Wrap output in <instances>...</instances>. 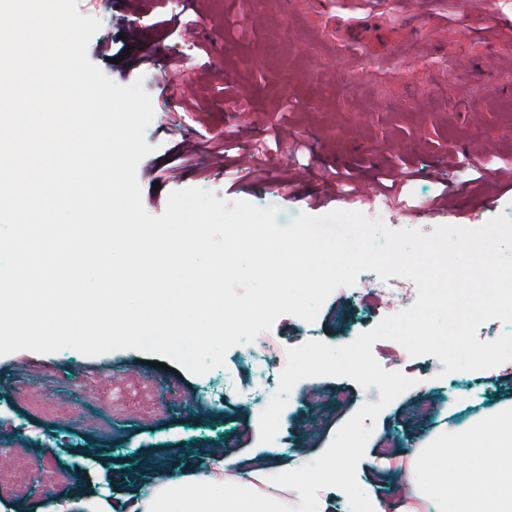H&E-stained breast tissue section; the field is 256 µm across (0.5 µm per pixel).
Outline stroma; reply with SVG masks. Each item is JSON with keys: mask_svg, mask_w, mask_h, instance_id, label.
<instances>
[{"mask_svg": "<svg viewBox=\"0 0 512 512\" xmlns=\"http://www.w3.org/2000/svg\"><path fill=\"white\" fill-rule=\"evenodd\" d=\"M191 2L197 38L174 34L162 16ZM471 10L449 6L448 17L411 26L361 6L354 16L339 8L318 14L314 0L289 10L286 0H162L147 10L139 46L127 47L123 0H78L81 14L100 20L88 44V57L113 82L142 81L154 116L145 137L154 148L137 166L144 210L163 214L169 194L185 188L214 192L233 202L277 206L276 222L289 225L299 214L320 216L356 207L393 229L432 233L439 225L478 228L491 218H512V193L492 198L462 194L464 166H449V153L481 156L496 163L512 160V44L489 46L461 40L460 27L480 17L512 9V0H471ZM356 43L360 55L342 72L341 46ZM150 64H141L144 55ZM183 63L171 87L197 98L196 110L174 105L159 89L154 67ZM391 61L379 75L376 66ZM281 128L311 149L309 170L284 185V154L257 153L256 139ZM214 140L233 152L250 154L256 178L234 180L211 157L187 163L191 145ZM413 169L404 198L351 204L339 193L324 198L320 174L327 168L355 167L360 182L375 170ZM459 192L452 208L434 209L444 186ZM411 280H376L370 300L356 287L332 292L315 321L280 317L249 344L231 348L222 367L204 375L178 363L162 368L161 355L123 349L88 357L65 349L54 354L18 351L0 356V448L23 447L30 472L0 483V512H41L46 495L75 501L103 500L112 512H125L128 496L158 480L180 478L205 468L215 449L241 458L264 460L273 472L305 465L330 445L339 427L368 401V392L344 377L303 379L293 387L270 443L258 440V419L270 401L257 390L268 367L283 370L288 348L309 341L334 346L373 328L387 315L383 292L411 287ZM400 344L374 343L372 353L386 370L415 381L385 407L377 419H364L373 433L356 469L359 485L388 500L396 480L428 441L503 406L512 405V364L495 377L483 371L439 377L430 356L392 361ZM323 390L320 402L306 401L311 385ZM35 393L37 405L25 396ZM348 395L345 409L337 393ZM104 400L122 397L128 413L113 420L103 437L83 428L87 395ZM435 405L430 418L416 423L406 410L418 397ZM391 437L399 457L382 461L377 440Z\"/></svg>", "mask_w": 512, "mask_h": 512, "instance_id": "1", "label": "stroma"}]
</instances>
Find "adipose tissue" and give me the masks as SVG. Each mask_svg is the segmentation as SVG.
<instances>
[{"label":"adipose tissue","mask_w":512,"mask_h":512,"mask_svg":"<svg viewBox=\"0 0 512 512\" xmlns=\"http://www.w3.org/2000/svg\"><path fill=\"white\" fill-rule=\"evenodd\" d=\"M403 512H512V408L429 448L405 478ZM146 512H327L328 503L295 474L233 454H214L206 468L165 480L145 499Z\"/></svg>","instance_id":"1"}]
</instances>
